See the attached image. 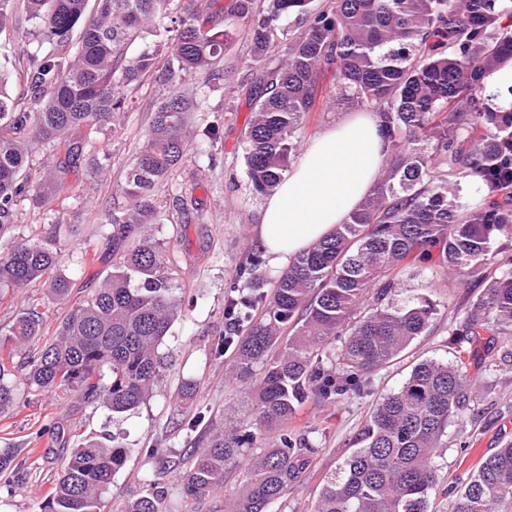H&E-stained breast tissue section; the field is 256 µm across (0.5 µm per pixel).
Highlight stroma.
Segmentation results:
<instances>
[{"label":"stroma","mask_w":512,"mask_h":512,"mask_svg":"<svg viewBox=\"0 0 512 512\" xmlns=\"http://www.w3.org/2000/svg\"><path fill=\"white\" fill-rule=\"evenodd\" d=\"M37 46L31 21L23 8H16L12 26L0 31V68L8 75L10 93L20 91L21 73ZM223 65L224 80L218 85H211L204 73L192 79L207 96L206 121L220 128L217 149L221 165L209 168L207 158L189 153L168 183L155 190L156 197L163 202L167 201V189L171 186L198 202L197 209L182 216L179 223L159 225L157 232L176 269L182 300V314L165 339V347L173 355L172 365L150 398L119 418L99 402L77 397L61 405L52 394L42 392L32 396L29 405L11 417L0 419V448H17L20 459L33 464L26 483L9 492L0 491V512H42L60 463L68 457L78 434L124 432L138 447L137 453L128 457L115 474L103 512H120L125 500L140 493L147 474L158 468L157 459L148 454L152 448L162 449L165 456L179 463L178 468L165 475L169 490L166 512H224L226 500L241 484V470L230 469L223 486L210 496L201 500L186 498L181 476L190 465L193 448L189 432L179 425L174 412L177 391L187 381L196 384L197 393L185 405L186 414L201 411L207 419L236 424L244 419L249 402L247 387L229 380V358L216 360L210 355L212 344L224 331L227 288L236 280L248 256L260 249L256 228L263 201L250 196L244 173L243 139L255 70L250 62L245 23L235 25ZM166 93L162 84L145 81L127 92L132 109L127 112L119 134L82 129L81 136L89 149L105 157V172L80 166L69 172L65 190L50 204L40 207L26 199L16 207L15 235H25L31 224L60 222L77 225L79 229L77 236L63 241L64 253L94 244L99 247L100 260L87 265L67 299L61 303L47 300L50 326H57L97 286L102 271L112 263L110 249L99 245L96 234L107 221L112 197L119 193L127 167L145 141L152 112ZM351 114V108L337 99L332 78H325L302 137L310 139ZM403 280L408 294L428 297L436 305L437 313L428 331L399 359L372 373L367 392L335 403L310 399L298 407L293 425L312 431L315 451L309 457L304 479L288 485L271 512H309L323 477L334 472L349 454L348 442L363 427L372 405L397 390L416 363L449 359L450 317L468 296L475 294L474 285L460 283L441 271H409ZM488 365V360L476 358L468 367L470 379L484 392L482 411L465 422L449 424L448 446L441 449L435 460L442 482L470 471L480 455L492 453L502 439H512V363L502 364L494 371Z\"/></svg>","instance_id":"35a3bbf8"}]
</instances>
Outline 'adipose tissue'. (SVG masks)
I'll use <instances>...</instances> for the list:
<instances>
[{
	"mask_svg": "<svg viewBox=\"0 0 512 512\" xmlns=\"http://www.w3.org/2000/svg\"><path fill=\"white\" fill-rule=\"evenodd\" d=\"M386 152L376 121L365 114L310 138L264 200L257 227L262 249L286 264L343 223L373 189Z\"/></svg>",
	"mask_w": 512,
	"mask_h": 512,
	"instance_id": "1",
	"label": "adipose tissue"
}]
</instances>
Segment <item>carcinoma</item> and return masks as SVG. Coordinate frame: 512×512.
<instances>
[{
    "instance_id": "1",
    "label": "carcinoma",
    "mask_w": 512,
    "mask_h": 512,
    "mask_svg": "<svg viewBox=\"0 0 512 512\" xmlns=\"http://www.w3.org/2000/svg\"><path fill=\"white\" fill-rule=\"evenodd\" d=\"M23 0L28 20L49 44L29 61L23 91L12 97L0 77V290L39 282L53 301L66 299L75 277L96 259L85 249L61 250L70 228L32 224L16 238L17 202L41 204L65 189L63 174L83 163L104 164L72 133L83 127L117 132L127 112L124 89L150 77L168 89L146 140L129 166L120 198L101 225L112 247V271L56 326L46 329L45 302L27 299L0 330V417L50 392L66 402L82 391L119 417L150 396L171 355L160 351L180 313L178 284L155 239V225L175 223L197 207L155 187L188 156L206 96L187 90L193 75L224 80L232 28L250 29L253 81L244 139L245 176L254 196L269 193L291 169L322 79L336 97L369 108L387 144L372 192L323 239L290 261L273 293L229 286L225 334L215 359L233 356L230 374L252 394L245 426L215 427L198 413L186 495L199 498L224 484V471L248 459L229 512H270L300 478L314 452L307 432L290 427L311 398L330 403L360 390L376 369L397 359L425 334L436 304L400 297L401 276L440 268L485 288L453 314L448 362L423 360L402 386L385 395L354 437V451L325 477L311 512H436L435 458L448 425L475 415L480 395L468 390L467 367L482 344L512 357V85L489 78L512 64V0ZM156 44L129 54L137 40ZM283 47L276 65L273 47ZM164 56L158 65V56ZM36 106L29 110L27 103ZM200 152L210 166L220 139L210 124ZM65 146L63 164L44 165L30 181L33 145ZM481 186V200H461V180ZM497 259L500 273L488 269ZM263 260L254 254L238 278L256 283ZM340 346L329 352L335 343ZM260 373H255V366ZM278 432L261 447L260 434ZM136 451L127 437L77 436L43 512H102L114 475ZM15 449L0 448L3 488L27 479ZM452 512H495L512 504V440L484 456L460 480ZM162 472L123 512H164Z\"/></svg>"
}]
</instances>
